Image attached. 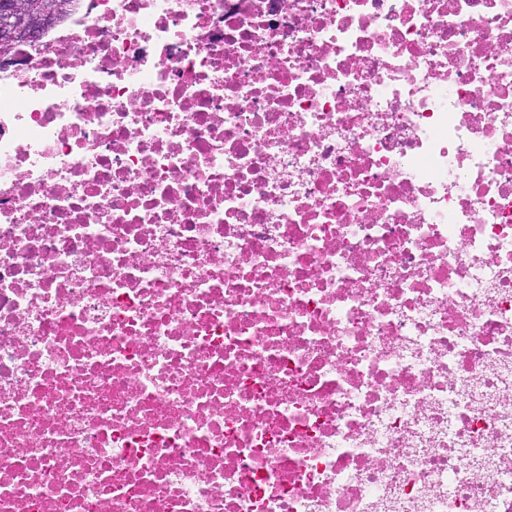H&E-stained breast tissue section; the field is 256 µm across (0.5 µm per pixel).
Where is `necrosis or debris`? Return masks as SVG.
<instances>
[{
    "mask_svg": "<svg viewBox=\"0 0 512 512\" xmlns=\"http://www.w3.org/2000/svg\"><path fill=\"white\" fill-rule=\"evenodd\" d=\"M0 512H512V0L0 61Z\"/></svg>",
    "mask_w": 512,
    "mask_h": 512,
    "instance_id": "1",
    "label": "necrosis or debris"
}]
</instances>
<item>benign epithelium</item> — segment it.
<instances>
[{"mask_svg":"<svg viewBox=\"0 0 512 512\" xmlns=\"http://www.w3.org/2000/svg\"><path fill=\"white\" fill-rule=\"evenodd\" d=\"M66 12L59 0H3L0 3V54L19 41L36 42Z\"/></svg>","mask_w":512,"mask_h":512,"instance_id":"1","label":"benign epithelium"}]
</instances>
